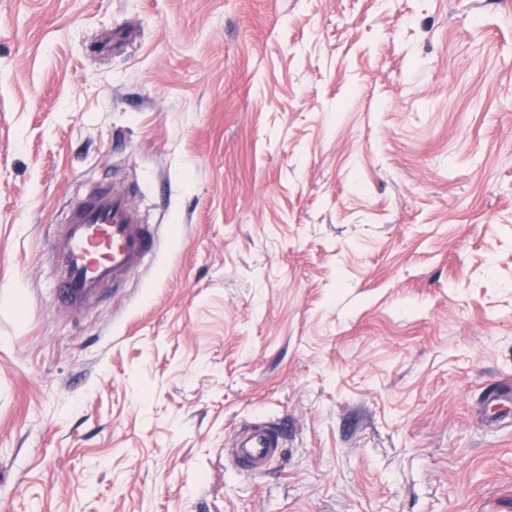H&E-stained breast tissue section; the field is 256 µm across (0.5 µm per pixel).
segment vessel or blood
<instances>
[{
  "mask_svg": "<svg viewBox=\"0 0 512 512\" xmlns=\"http://www.w3.org/2000/svg\"><path fill=\"white\" fill-rule=\"evenodd\" d=\"M156 246V231L138 215L129 190L101 186L72 198L49 239L61 308L80 314L143 266ZM282 446L280 429L258 419L236 430L225 455L239 474L255 478L279 457Z\"/></svg>",
  "mask_w": 512,
  "mask_h": 512,
  "instance_id": "b4317fda",
  "label": "vessel or blood"
}]
</instances>
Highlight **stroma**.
Here are the masks:
<instances>
[{
    "mask_svg": "<svg viewBox=\"0 0 512 512\" xmlns=\"http://www.w3.org/2000/svg\"><path fill=\"white\" fill-rule=\"evenodd\" d=\"M0 512H512V0H0ZM156 246L155 228L138 215L129 190L101 186L72 198L47 253L60 307L80 314L143 266ZM226 447L225 455L235 470L244 477L255 478L279 457L283 436L276 425L258 419L241 425Z\"/></svg>",
    "mask_w": 512,
    "mask_h": 512,
    "instance_id": "obj_1",
    "label": "stroma"
}]
</instances>
